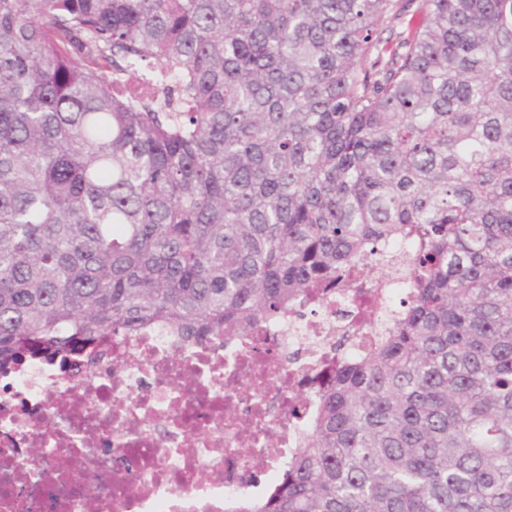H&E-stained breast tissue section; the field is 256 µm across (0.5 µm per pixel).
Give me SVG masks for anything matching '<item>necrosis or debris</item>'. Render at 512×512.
<instances>
[{"label":"necrosis or debris","instance_id":"4bbe7bcc","mask_svg":"<svg viewBox=\"0 0 512 512\" xmlns=\"http://www.w3.org/2000/svg\"><path fill=\"white\" fill-rule=\"evenodd\" d=\"M371 283L381 309L367 328L342 319L355 291L339 288L317 313H288L239 345L150 329L68 361L0 367V512H237L257 486L250 473L277 477L298 450L290 394L315 406L321 357L384 334L408 269L375 268ZM257 406L276 447L244 445L224 413Z\"/></svg>","mask_w":512,"mask_h":512}]
</instances>
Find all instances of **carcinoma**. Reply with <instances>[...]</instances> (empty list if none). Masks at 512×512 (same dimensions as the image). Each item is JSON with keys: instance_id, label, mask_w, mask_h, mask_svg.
I'll return each mask as SVG.
<instances>
[{"instance_id": "1", "label": "carcinoma", "mask_w": 512, "mask_h": 512, "mask_svg": "<svg viewBox=\"0 0 512 512\" xmlns=\"http://www.w3.org/2000/svg\"><path fill=\"white\" fill-rule=\"evenodd\" d=\"M402 241L244 512H512V0H0V360L238 343Z\"/></svg>"}]
</instances>
